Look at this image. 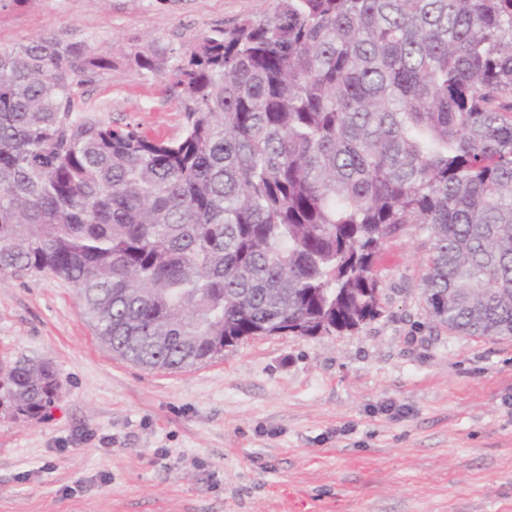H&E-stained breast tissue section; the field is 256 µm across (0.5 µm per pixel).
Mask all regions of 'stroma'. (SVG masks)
Segmentation results:
<instances>
[{"label": "stroma", "mask_w": 512, "mask_h": 512, "mask_svg": "<svg viewBox=\"0 0 512 512\" xmlns=\"http://www.w3.org/2000/svg\"><path fill=\"white\" fill-rule=\"evenodd\" d=\"M276 0H27L0 45L87 43L112 69L90 111L178 137L159 75L194 38ZM417 226L376 259L381 314L321 336H257L193 368L118 358L72 285L0 279V360L51 362L62 397L40 420L0 414V512H512V337L436 324Z\"/></svg>", "instance_id": "stroma-1"}]
</instances>
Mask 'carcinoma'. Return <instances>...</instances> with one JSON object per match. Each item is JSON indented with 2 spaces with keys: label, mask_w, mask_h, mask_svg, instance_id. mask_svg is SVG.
Returning a JSON list of instances; mask_svg holds the SVG:
<instances>
[{
  "label": "carcinoma",
  "mask_w": 512,
  "mask_h": 512,
  "mask_svg": "<svg viewBox=\"0 0 512 512\" xmlns=\"http://www.w3.org/2000/svg\"><path fill=\"white\" fill-rule=\"evenodd\" d=\"M111 69L85 44L0 46V275L73 284L119 357L180 370L226 336L356 330L409 224L433 320L512 336V0H277L177 57V138L83 108ZM61 388L11 361L0 412L39 419Z\"/></svg>",
  "instance_id": "obj_1"
}]
</instances>
